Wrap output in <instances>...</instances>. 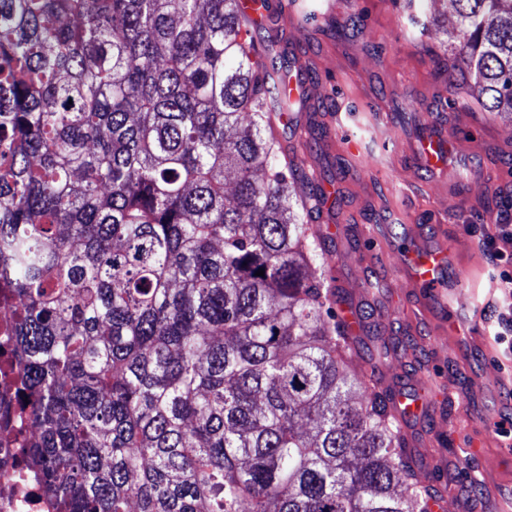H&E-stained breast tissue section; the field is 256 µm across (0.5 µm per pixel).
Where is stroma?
<instances>
[{"mask_svg":"<svg viewBox=\"0 0 512 512\" xmlns=\"http://www.w3.org/2000/svg\"><path fill=\"white\" fill-rule=\"evenodd\" d=\"M428 12L433 20L422 29L400 0H301L280 22L279 49L308 73L309 92L284 144L325 196L324 284L343 308L368 313L350 371L380 353L385 383L418 377L433 402L421 479L436 483L438 466H452L482 512L512 510L507 440L484 427L485 418L512 416V396L498 385L512 377V350L491 333L503 294L479 234L468 230L512 220V117L490 116L471 91L449 88L436 58L454 45L457 18L450 0H430ZM434 118L457 135L437 176L412 159L419 130ZM350 139L360 153L344 149ZM416 230L446 243L448 287L460 315L478 319L476 343L448 335L436 303L406 333L414 292L396 263ZM475 439L483 452L472 457L465 449Z\"/></svg>","mask_w":512,"mask_h":512,"instance_id":"obj_1","label":"stroma"}]
</instances>
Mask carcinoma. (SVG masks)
<instances>
[{"instance_id": "obj_1", "label": "carcinoma", "mask_w": 512, "mask_h": 512, "mask_svg": "<svg viewBox=\"0 0 512 512\" xmlns=\"http://www.w3.org/2000/svg\"><path fill=\"white\" fill-rule=\"evenodd\" d=\"M237 2L0 0V428L53 512H427ZM451 2L448 76L512 115V0Z\"/></svg>"}]
</instances>
